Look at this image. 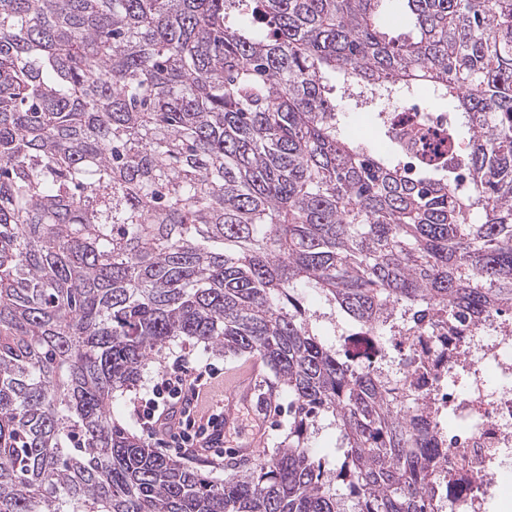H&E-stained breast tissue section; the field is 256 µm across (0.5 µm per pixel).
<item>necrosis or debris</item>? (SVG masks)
<instances>
[{"instance_id":"obj_1","label":"necrosis or debris","mask_w":512,"mask_h":512,"mask_svg":"<svg viewBox=\"0 0 512 512\" xmlns=\"http://www.w3.org/2000/svg\"><path fill=\"white\" fill-rule=\"evenodd\" d=\"M454 119L415 96L392 107L385 134L408 165L438 163L458 148L443 137ZM409 317L408 329L395 336L342 332L336 345L351 362L412 394L414 424L438 451L433 500L454 512H489L500 474L512 463V315L476 321L417 307Z\"/></svg>"}]
</instances>
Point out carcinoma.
<instances>
[{"instance_id":"carcinoma-1","label":"carcinoma","mask_w":512,"mask_h":512,"mask_svg":"<svg viewBox=\"0 0 512 512\" xmlns=\"http://www.w3.org/2000/svg\"><path fill=\"white\" fill-rule=\"evenodd\" d=\"M386 2L0 0V512H431L426 435L321 322L512 307V0H397L400 44ZM338 73L448 104L456 163L344 136ZM180 338L291 396L220 482L112 420ZM396 2H388L386 31L390 37L402 41L411 34V25L395 7ZM331 419L322 417L318 423V430L310 440L311 455L316 459L336 463V457L341 454L339 433Z\"/></svg>"}]
</instances>
